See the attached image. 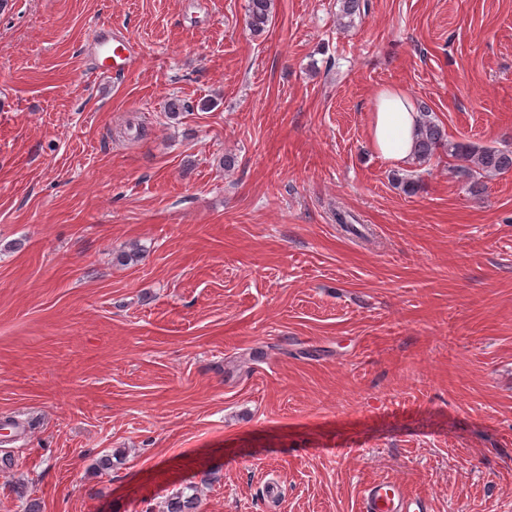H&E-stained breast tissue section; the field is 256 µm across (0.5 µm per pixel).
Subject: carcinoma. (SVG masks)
I'll use <instances>...</instances> for the list:
<instances>
[{
	"label": "carcinoma",
	"instance_id": "1",
	"mask_svg": "<svg viewBox=\"0 0 512 512\" xmlns=\"http://www.w3.org/2000/svg\"><path fill=\"white\" fill-rule=\"evenodd\" d=\"M338 19L350 25L361 13L362 0H339ZM274 0H248L246 26L255 36L267 31L272 23ZM443 152L457 161L456 172L467 179L468 190L479 196L484 190L483 179L492 174L512 171V149L507 147L480 145L472 141H452L445 129L427 108L420 109L419 133L413 156L418 163L430 160ZM200 502L194 494L183 493L174 497L168 512H199Z\"/></svg>",
	"mask_w": 512,
	"mask_h": 512
}]
</instances>
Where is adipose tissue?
I'll use <instances>...</instances> for the list:
<instances>
[{
	"label": "adipose tissue",
	"instance_id": "obj_1",
	"mask_svg": "<svg viewBox=\"0 0 512 512\" xmlns=\"http://www.w3.org/2000/svg\"><path fill=\"white\" fill-rule=\"evenodd\" d=\"M418 131L419 112L415 101L401 88H379L369 125L370 143L377 155L392 165L409 162Z\"/></svg>",
	"mask_w": 512,
	"mask_h": 512
}]
</instances>
